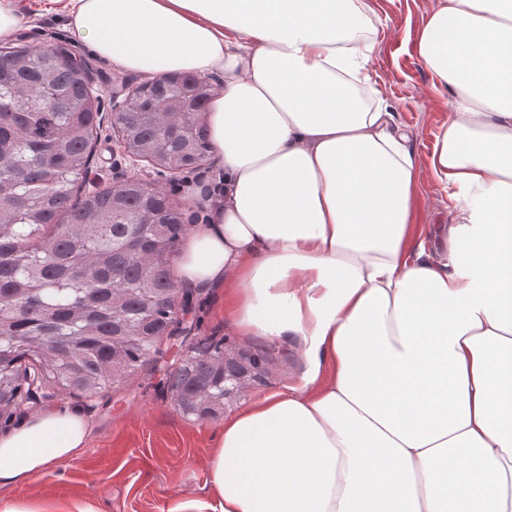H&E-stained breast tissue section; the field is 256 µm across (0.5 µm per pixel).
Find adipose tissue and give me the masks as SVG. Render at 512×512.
Instances as JSON below:
<instances>
[{
  "mask_svg": "<svg viewBox=\"0 0 512 512\" xmlns=\"http://www.w3.org/2000/svg\"><path fill=\"white\" fill-rule=\"evenodd\" d=\"M70 35L150 77L220 74L224 181L178 276L307 365L225 421L211 500L175 512H512V0H438L418 60L448 98L428 164L455 202L417 230V157L366 102L370 0H66ZM71 409L0 437V483L87 447Z\"/></svg>",
  "mask_w": 512,
  "mask_h": 512,
  "instance_id": "1",
  "label": "adipose tissue"
}]
</instances>
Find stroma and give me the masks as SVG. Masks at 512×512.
Listing matches in <instances>:
<instances>
[{
    "mask_svg": "<svg viewBox=\"0 0 512 512\" xmlns=\"http://www.w3.org/2000/svg\"><path fill=\"white\" fill-rule=\"evenodd\" d=\"M435 0H373L385 34L372 53L369 74L392 106L398 122L413 134L411 147L418 158L420 190L418 223L431 213L448 210V194L428 166L435 137L448 120V104L431 88V76L415 54L417 33ZM22 23L11 42L33 48L63 46L86 64L102 101L103 128L94 145L92 171L101 182L143 175L183 212L184 232L192 234L203 219L193 200L194 190L210 189L219 171L217 158L176 173L157 174L144 161L131 160L118 145L112 129L114 88L136 86L142 75L117 69L99 59L86 44L72 39L65 15L49 0H20ZM179 310L185 311L193 335L227 337L237 347L269 357L263 381L255 383L223 419L200 421L184 415L167 387V373L176 368L182 350L164 343L168 365H147L125 384L85 398L46 386L45 398L23 402L14 418L20 427L33 416L69 407L89 418L88 448L66 464L50 468L24 483L0 486V504L27 499L92 505L96 512H172L184 500L210 498L207 457L224 419H229L285 385L300 383L305 363L295 341L266 342L239 335L224 319V291L220 288L180 289Z\"/></svg>",
    "mask_w": 512,
    "mask_h": 512,
    "instance_id": "35a3bbf8",
    "label": "stroma"
}]
</instances>
